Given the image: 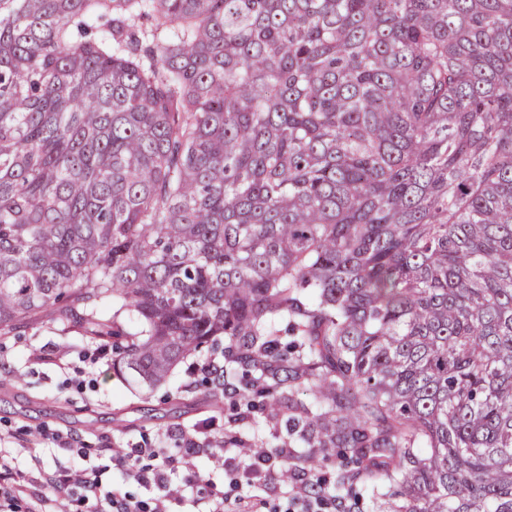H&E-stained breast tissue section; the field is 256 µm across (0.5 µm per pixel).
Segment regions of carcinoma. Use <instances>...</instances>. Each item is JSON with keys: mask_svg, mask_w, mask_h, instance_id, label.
I'll list each match as a JSON object with an SVG mask.
<instances>
[{"mask_svg": "<svg viewBox=\"0 0 512 512\" xmlns=\"http://www.w3.org/2000/svg\"><path fill=\"white\" fill-rule=\"evenodd\" d=\"M61 298L147 387L224 337L338 501L512 512V0H0V335Z\"/></svg>", "mask_w": 512, "mask_h": 512, "instance_id": "obj_1", "label": "carcinoma"}]
</instances>
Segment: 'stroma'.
<instances>
[{
	"instance_id": "obj_1",
	"label": "stroma",
	"mask_w": 512,
	"mask_h": 512,
	"mask_svg": "<svg viewBox=\"0 0 512 512\" xmlns=\"http://www.w3.org/2000/svg\"><path fill=\"white\" fill-rule=\"evenodd\" d=\"M96 343L52 309L0 335V433L71 431L91 448H123L205 420L226 424L233 404L215 400L199 368L223 362V345L195 355L196 369L180 364L165 384L143 390L116 375L111 359L86 362Z\"/></svg>"
}]
</instances>
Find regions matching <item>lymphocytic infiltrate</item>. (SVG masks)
<instances>
[{"label": "lymphocytic infiltrate", "mask_w": 512, "mask_h": 512, "mask_svg": "<svg viewBox=\"0 0 512 512\" xmlns=\"http://www.w3.org/2000/svg\"><path fill=\"white\" fill-rule=\"evenodd\" d=\"M47 440L67 462L49 465L34 455L22 469L17 464L21 447L0 434V512H174V505L184 502L189 512H265L267 507L246 497L227 502L223 488L202 478L196 460L212 455L224 441L223 430L211 422L161 432L132 448H89L79 436L60 431ZM293 454L290 448L229 451L230 457H246L250 475L272 482L279 499L307 503L318 494L310 475L298 472L288 483L278 476L280 463ZM116 473L136 484V491L113 484Z\"/></svg>", "instance_id": "obj_1"}]
</instances>
